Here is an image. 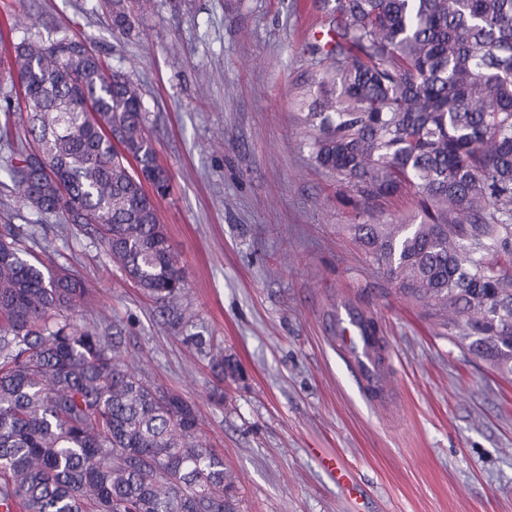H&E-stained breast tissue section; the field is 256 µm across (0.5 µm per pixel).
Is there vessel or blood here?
Segmentation results:
<instances>
[{"label":"vessel or blood","instance_id":"vessel-or-blood-1","mask_svg":"<svg viewBox=\"0 0 512 512\" xmlns=\"http://www.w3.org/2000/svg\"><path fill=\"white\" fill-rule=\"evenodd\" d=\"M336 350L347 358L365 392L376 402L389 400L391 390L372 340L365 335L362 314L345 302H337L333 317Z\"/></svg>","mask_w":512,"mask_h":512}]
</instances>
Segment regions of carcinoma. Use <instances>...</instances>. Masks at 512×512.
<instances>
[{
    "mask_svg": "<svg viewBox=\"0 0 512 512\" xmlns=\"http://www.w3.org/2000/svg\"><path fill=\"white\" fill-rule=\"evenodd\" d=\"M327 39L307 119L318 167L356 196L368 261L469 356L512 379V0H319ZM0 179L39 219L86 224L164 305L184 293L141 90L75 37L24 32ZM411 190V217L380 207ZM36 225H0V512H240L195 407L148 384ZM221 374L237 378L229 355Z\"/></svg>",
    "mask_w": 512,
    "mask_h": 512,
    "instance_id": "1",
    "label": "carcinoma"
}]
</instances>
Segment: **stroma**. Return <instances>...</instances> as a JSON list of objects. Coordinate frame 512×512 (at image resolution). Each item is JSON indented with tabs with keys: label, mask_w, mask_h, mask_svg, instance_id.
Wrapping results in <instances>:
<instances>
[{
	"label": "stroma",
	"mask_w": 512,
	"mask_h": 512,
	"mask_svg": "<svg viewBox=\"0 0 512 512\" xmlns=\"http://www.w3.org/2000/svg\"><path fill=\"white\" fill-rule=\"evenodd\" d=\"M0 0V25L71 33L136 83L172 175L160 218L186 291L176 309L85 228L43 233L121 329L124 361L192 402L237 477L241 512H512V382L472 361L366 259L337 176L318 169L302 99L320 78L315 0ZM343 299L377 321L400 399L376 410L331 347ZM240 365L228 383L193 342ZM336 456L359 489L323 470Z\"/></svg>",
	"instance_id": "obj_1"
}]
</instances>
